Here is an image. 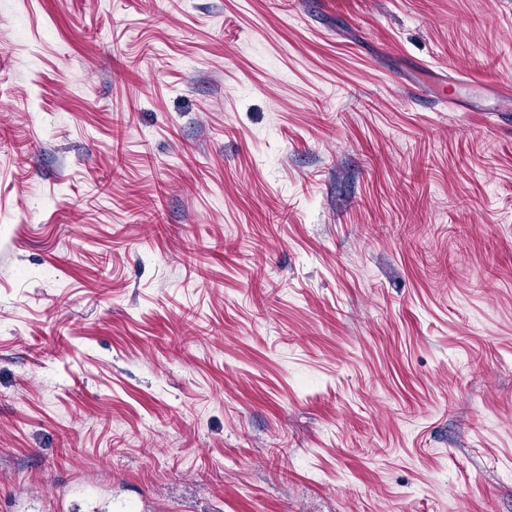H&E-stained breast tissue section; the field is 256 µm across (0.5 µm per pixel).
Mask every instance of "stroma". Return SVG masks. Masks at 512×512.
I'll return each instance as SVG.
<instances>
[{"mask_svg": "<svg viewBox=\"0 0 512 512\" xmlns=\"http://www.w3.org/2000/svg\"><path fill=\"white\" fill-rule=\"evenodd\" d=\"M510 95L512 0H0V512H512Z\"/></svg>", "mask_w": 512, "mask_h": 512, "instance_id": "35a3bbf8", "label": "stroma"}]
</instances>
